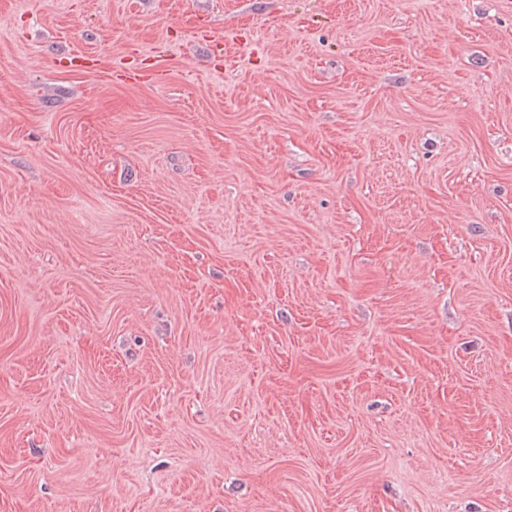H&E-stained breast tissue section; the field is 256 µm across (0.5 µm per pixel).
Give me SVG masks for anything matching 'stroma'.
Here are the masks:
<instances>
[{
	"instance_id": "stroma-1",
	"label": "stroma",
	"mask_w": 512,
	"mask_h": 512,
	"mask_svg": "<svg viewBox=\"0 0 512 512\" xmlns=\"http://www.w3.org/2000/svg\"><path fill=\"white\" fill-rule=\"evenodd\" d=\"M0 512H512V0H0Z\"/></svg>"
}]
</instances>
